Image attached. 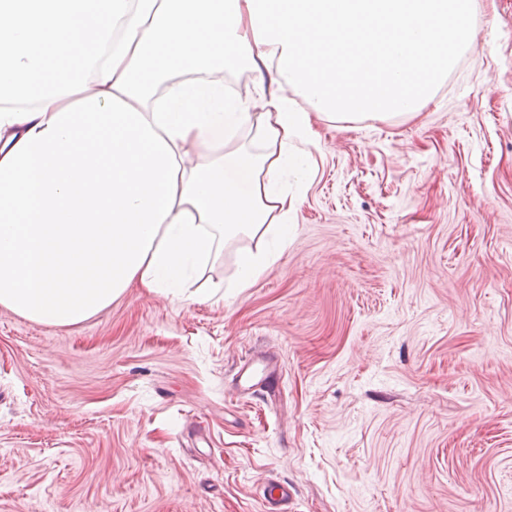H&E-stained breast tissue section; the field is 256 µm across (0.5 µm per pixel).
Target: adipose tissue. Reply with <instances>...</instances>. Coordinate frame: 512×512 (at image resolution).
<instances>
[{
  "mask_svg": "<svg viewBox=\"0 0 512 512\" xmlns=\"http://www.w3.org/2000/svg\"><path fill=\"white\" fill-rule=\"evenodd\" d=\"M470 0H0V306L65 326L288 241L315 122L414 116L475 38ZM272 70L232 95L227 68Z\"/></svg>",
  "mask_w": 512,
  "mask_h": 512,
  "instance_id": "adipose-tissue-1",
  "label": "adipose tissue"
}]
</instances>
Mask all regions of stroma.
I'll use <instances>...</instances> for the list:
<instances>
[{
    "instance_id": "stroma-1",
    "label": "stroma",
    "mask_w": 512,
    "mask_h": 512,
    "mask_svg": "<svg viewBox=\"0 0 512 512\" xmlns=\"http://www.w3.org/2000/svg\"><path fill=\"white\" fill-rule=\"evenodd\" d=\"M411 119L317 123L272 264L52 327L0 307V512H512V0ZM257 352L276 391L241 394ZM260 374L262 375L260 382H264L268 387L272 388L277 384V367L273 365L272 360L266 357H252L245 360L238 371L239 382L243 389L252 388L255 385L253 380ZM295 489L288 482L271 483L263 492L265 512H291Z\"/></svg>"
}]
</instances>
